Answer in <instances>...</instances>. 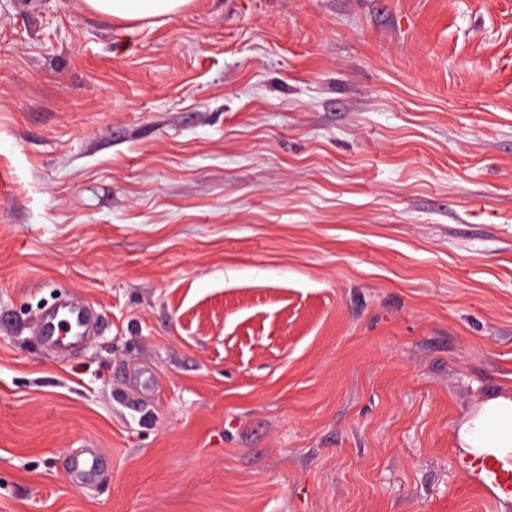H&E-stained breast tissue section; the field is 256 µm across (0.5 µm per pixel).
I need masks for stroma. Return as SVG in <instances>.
<instances>
[{
    "label": "stroma",
    "mask_w": 512,
    "mask_h": 512,
    "mask_svg": "<svg viewBox=\"0 0 512 512\" xmlns=\"http://www.w3.org/2000/svg\"><path fill=\"white\" fill-rule=\"evenodd\" d=\"M507 394L512 0H0V512H512ZM95 13L120 20L174 17L191 0H85ZM91 313L84 301L60 300L39 317L37 335L45 346L66 350L83 343L90 333ZM494 413L510 414L512 418V398L489 400L476 416L461 426L460 439L472 454L458 458L457 466L473 490L498 509L504 497H512V452L511 458L510 454L509 457H501L496 451L474 455L480 448L512 447V421L509 427L500 430L486 428L487 417ZM101 459L92 452H84L71 459L70 472L80 481H91L101 467Z\"/></svg>",
    "instance_id": "obj_1"
}]
</instances>
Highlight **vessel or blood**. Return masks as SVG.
I'll use <instances>...</instances> for the list:
<instances>
[{"instance_id": "1", "label": "vessel or blood", "mask_w": 512, "mask_h": 512, "mask_svg": "<svg viewBox=\"0 0 512 512\" xmlns=\"http://www.w3.org/2000/svg\"><path fill=\"white\" fill-rule=\"evenodd\" d=\"M91 313L87 304L73 298L56 302L39 317L37 334L45 346L66 350L83 343L90 333ZM457 466L473 490L492 505L512 497V457L494 451L459 458ZM101 467L100 458L84 452L72 458L70 472L81 481L93 480Z\"/></svg>"}]
</instances>
